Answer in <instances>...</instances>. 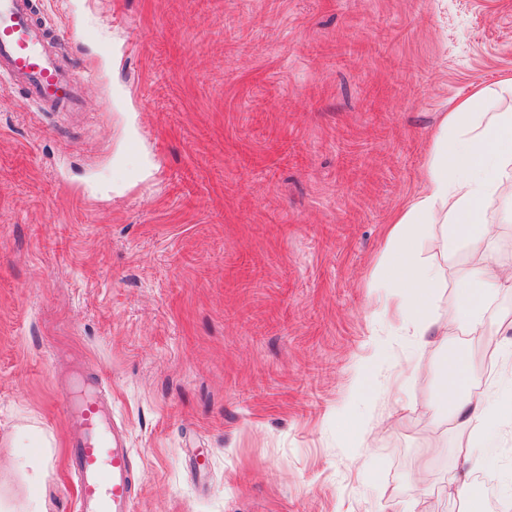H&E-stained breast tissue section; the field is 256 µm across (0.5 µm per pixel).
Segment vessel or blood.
Returning a JSON list of instances; mask_svg holds the SVG:
<instances>
[{
  "label": "vessel or blood",
  "instance_id": "1",
  "mask_svg": "<svg viewBox=\"0 0 512 512\" xmlns=\"http://www.w3.org/2000/svg\"><path fill=\"white\" fill-rule=\"evenodd\" d=\"M58 36L45 26L35 0H0V81L24 89L39 111H78L81 87L57 54ZM83 430L68 453L78 480V512H132L130 450L108 422L93 388L70 403Z\"/></svg>",
  "mask_w": 512,
  "mask_h": 512
}]
</instances>
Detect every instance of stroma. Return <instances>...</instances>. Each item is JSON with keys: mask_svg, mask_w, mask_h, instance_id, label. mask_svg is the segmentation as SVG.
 Wrapping results in <instances>:
<instances>
[{"mask_svg": "<svg viewBox=\"0 0 512 512\" xmlns=\"http://www.w3.org/2000/svg\"><path fill=\"white\" fill-rule=\"evenodd\" d=\"M37 2L83 105L29 112L0 84V499L76 512L81 365L131 450L133 512H467L474 490L448 478L480 473L483 512H503L512 416L473 467L429 411L444 348L369 312L443 113L479 86L512 109V0ZM443 234L423 252L446 270L439 320L470 260ZM498 341L497 379L468 352L473 390L505 405ZM365 362L374 393L337 423ZM25 430L43 440L35 492Z\"/></svg>", "mask_w": 512, "mask_h": 512, "instance_id": "stroma-1", "label": "stroma"}]
</instances>
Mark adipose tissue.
Here are the masks:
<instances>
[{
  "mask_svg": "<svg viewBox=\"0 0 512 512\" xmlns=\"http://www.w3.org/2000/svg\"><path fill=\"white\" fill-rule=\"evenodd\" d=\"M489 95V89H475L444 114L423 187L387 231L375 285L387 289L388 301L373 310L372 318H397L398 328H412L427 344L444 346L466 335L491 350L499 348L484 313L494 297L512 292V271L489 254L494 233L487 209L512 186V112L483 111ZM436 224L445 229L444 246L462 245L472 254L470 268L456 284L454 309L439 321L432 309L445 283L443 268L422 256L423 241ZM471 375L467 352L454 351L442 360L438 382L451 423L475 440L501 412L468 391Z\"/></svg>",
  "mask_w": 512,
  "mask_h": 512,
  "instance_id": "1",
  "label": "adipose tissue"
}]
</instances>
